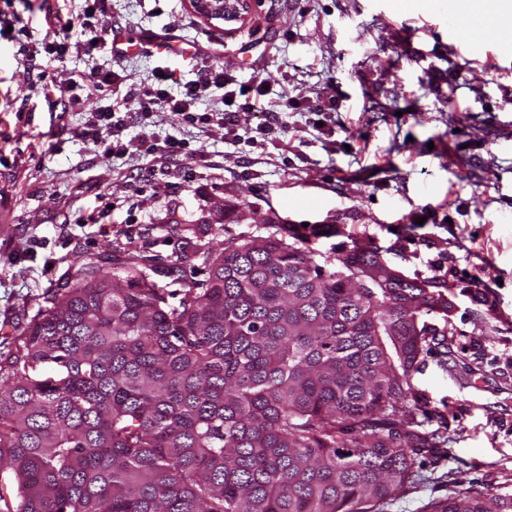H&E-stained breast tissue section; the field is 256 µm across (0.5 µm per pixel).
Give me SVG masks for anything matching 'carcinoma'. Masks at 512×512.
<instances>
[{"label":"carcinoma","instance_id":"cac0c4a2","mask_svg":"<svg viewBox=\"0 0 512 512\" xmlns=\"http://www.w3.org/2000/svg\"><path fill=\"white\" fill-rule=\"evenodd\" d=\"M176 259L76 261L0 362V512H384L443 435L417 429L413 377L457 293L388 276L352 247L313 275L292 230ZM202 261L168 303L160 277ZM431 512H512V494L451 491ZM363 270V272L356 270L346 271L343 275L358 288H372L374 283H379L386 287L383 280V271L378 265L365 266Z\"/></svg>","mask_w":512,"mask_h":512}]
</instances>
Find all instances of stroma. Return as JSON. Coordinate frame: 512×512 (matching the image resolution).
<instances>
[{
  "label": "stroma",
  "instance_id": "obj_1",
  "mask_svg": "<svg viewBox=\"0 0 512 512\" xmlns=\"http://www.w3.org/2000/svg\"><path fill=\"white\" fill-rule=\"evenodd\" d=\"M98 28L138 37L168 29L169 64L196 79L183 48L210 50L246 94L228 111L238 137L173 113L139 120L110 93L80 108L44 97L90 70L150 78L154 58L92 47L65 63L28 48L45 35V10L75 16L80 0H0V19L27 33L0 37V360L46 295L68 285L76 259L113 270L124 250L175 258L179 228L213 202L300 225L316 261L360 239L409 277L488 294L461 296L447 335L414 382L422 430L447 437L424 454L413 484L385 512H430L451 479L512 493V57H473L448 34V15L419 0H250L236 28L212 25L189 0H104ZM336 106L321 125V106ZM259 111H247V104ZM126 113L125 139L184 140L194 158L154 165L113 159L77 136L89 112ZM116 209L91 220L96 194Z\"/></svg>",
  "mask_w": 512,
  "mask_h": 512
}]
</instances>
